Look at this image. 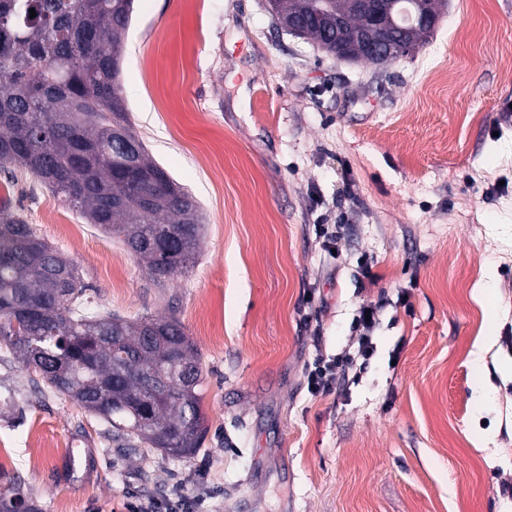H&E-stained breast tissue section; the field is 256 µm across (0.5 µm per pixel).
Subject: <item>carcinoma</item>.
Listing matches in <instances>:
<instances>
[{
  "label": "carcinoma",
  "mask_w": 512,
  "mask_h": 512,
  "mask_svg": "<svg viewBox=\"0 0 512 512\" xmlns=\"http://www.w3.org/2000/svg\"><path fill=\"white\" fill-rule=\"evenodd\" d=\"M357 0H325L323 17L296 36L334 55L336 19L362 61L367 34ZM134 0H0V168L26 170L89 223L121 239L163 282L189 271L204 234L194 198L151 162L134 130L112 65ZM312 0H268L282 28L310 16ZM409 27L413 0H374ZM36 16L30 17V10ZM41 312L15 330L28 301ZM164 332L150 336L147 326ZM185 346V371L169 377L167 397L150 401L148 377ZM0 346L56 394L110 426L114 439L137 440L167 455L195 454L207 431L204 376L194 346L175 319L128 320L100 310L78 269L29 224L0 212ZM39 507L16 480L0 487V512Z\"/></svg>",
  "instance_id": "1"
}]
</instances>
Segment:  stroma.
<instances>
[{
    "label": "stroma",
    "mask_w": 512,
    "mask_h": 512,
    "mask_svg": "<svg viewBox=\"0 0 512 512\" xmlns=\"http://www.w3.org/2000/svg\"><path fill=\"white\" fill-rule=\"evenodd\" d=\"M512 0H448L376 67L288 34L266 0H135L121 83L150 158L199 203L188 273L156 284L122 242L17 171L0 206L73 261L104 309L176 316L208 433L174 459L113 440L0 350V469L42 512H512ZM337 224L328 247L316 225ZM375 351L327 395L304 364ZM485 388L484 399L475 391ZM381 305L379 302H369L363 304L355 317V325L360 334L357 337L358 347L356 350V359L361 358L363 361L369 360L374 354V343L372 342L371 333L378 320ZM369 318V321H366ZM191 501L180 498L175 502H158L154 500L141 501L139 504H132L131 512H190Z\"/></svg>",
    "instance_id": "1"
}]
</instances>
